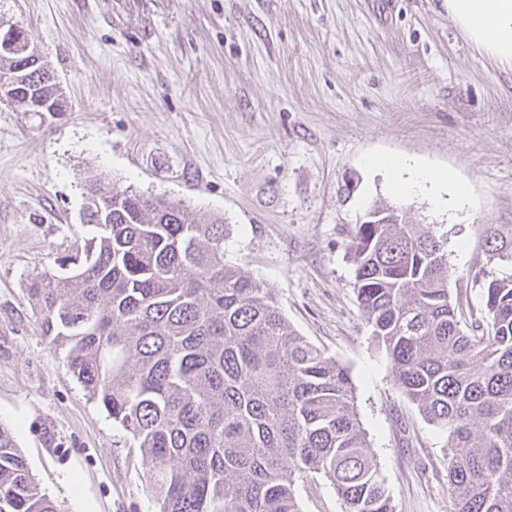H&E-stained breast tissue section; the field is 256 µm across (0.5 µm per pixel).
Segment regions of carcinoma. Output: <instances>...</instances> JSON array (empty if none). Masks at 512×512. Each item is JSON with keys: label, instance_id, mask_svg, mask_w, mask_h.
Returning a JSON list of instances; mask_svg holds the SVG:
<instances>
[{"label": "carcinoma", "instance_id": "obj_1", "mask_svg": "<svg viewBox=\"0 0 512 512\" xmlns=\"http://www.w3.org/2000/svg\"><path fill=\"white\" fill-rule=\"evenodd\" d=\"M62 101L56 85L19 83ZM90 213L79 271L30 280L42 334L136 441L159 512H301L323 477L345 512H394L350 371L300 336L275 295L224 262V219L112 187ZM463 320L448 288V232L377 206L350 235L354 288L394 380L452 448V512H512V225L484 229ZM0 512H58L0 425Z\"/></svg>", "mask_w": 512, "mask_h": 512}]
</instances>
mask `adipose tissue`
<instances>
[{
  "label": "adipose tissue",
  "instance_id": "ef3b65f1",
  "mask_svg": "<svg viewBox=\"0 0 512 512\" xmlns=\"http://www.w3.org/2000/svg\"><path fill=\"white\" fill-rule=\"evenodd\" d=\"M448 16L463 36L494 63L512 68V0H447ZM376 165L394 176L397 193L429 192L436 203L452 197L465 203L468 189L453 170H437L418 162L379 157Z\"/></svg>",
  "mask_w": 512,
  "mask_h": 512
}]
</instances>
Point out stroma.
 I'll use <instances>...</instances> for the list:
<instances>
[{
	"instance_id": "obj_1",
	"label": "stroma",
	"mask_w": 512,
	"mask_h": 512,
	"mask_svg": "<svg viewBox=\"0 0 512 512\" xmlns=\"http://www.w3.org/2000/svg\"><path fill=\"white\" fill-rule=\"evenodd\" d=\"M49 62L61 112L0 101V424L60 512H158L130 435L46 339L29 281L88 237L87 179L222 217L226 263L349 368L396 512H451L445 434L394 382L353 288L347 244L375 204L449 228L450 286L483 228L512 225V70L481 55L446 0H0ZM375 155L453 169L470 203L401 196ZM302 512H344L328 482Z\"/></svg>"
}]
</instances>
